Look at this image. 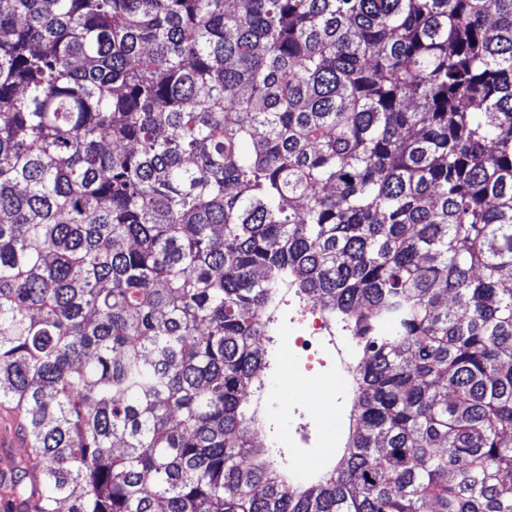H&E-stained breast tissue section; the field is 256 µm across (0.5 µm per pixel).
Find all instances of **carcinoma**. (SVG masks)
<instances>
[{
    "mask_svg": "<svg viewBox=\"0 0 512 512\" xmlns=\"http://www.w3.org/2000/svg\"><path fill=\"white\" fill-rule=\"evenodd\" d=\"M288 288L362 350L304 484ZM0 409V512H512V0H0Z\"/></svg>",
    "mask_w": 512,
    "mask_h": 512,
    "instance_id": "cac0c4a2",
    "label": "carcinoma"
}]
</instances>
